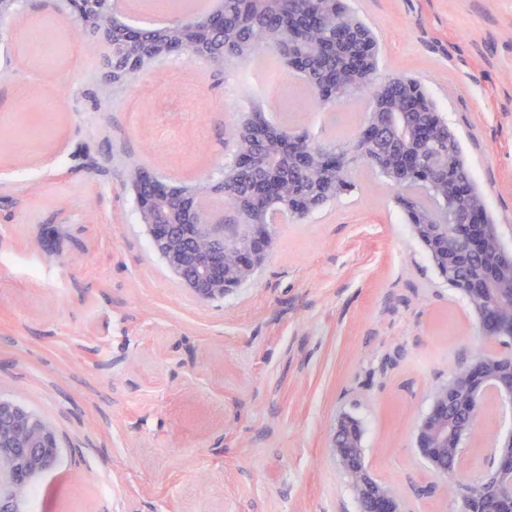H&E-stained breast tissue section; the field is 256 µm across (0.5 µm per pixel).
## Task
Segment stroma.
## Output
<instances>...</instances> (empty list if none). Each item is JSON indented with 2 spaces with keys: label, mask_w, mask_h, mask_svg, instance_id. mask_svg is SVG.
I'll list each match as a JSON object with an SVG mask.
<instances>
[{
  "label": "stroma",
  "mask_w": 512,
  "mask_h": 512,
  "mask_svg": "<svg viewBox=\"0 0 512 512\" xmlns=\"http://www.w3.org/2000/svg\"><path fill=\"white\" fill-rule=\"evenodd\" d=\"M349 4L378 37L382 75L430 91L512 247V0ZM63 7L21 0L0 26V396L57 434V462L34 480L38 512H359L329 448L344 413L404 512H451L412 422L471 360L476 318L395 189L360 169L350 195L277 224L252 282L197 303L154 252L124 179H220L225 97L243 112L262 100L237 84L251 64L219 80L184 55L115 82L69 30L49 65L29 35L59 27ZM58 95L54 126L16 146L39 123L32 102ZM365 108L302 126L329 140Z\"/></svg>",
  "instance_id": "stroma-1"
}]
</instances>
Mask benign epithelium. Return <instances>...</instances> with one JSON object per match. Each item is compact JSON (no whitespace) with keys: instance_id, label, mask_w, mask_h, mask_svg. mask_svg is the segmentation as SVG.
<instances>
[{"instance_id":"1","label":"benign epithelium","mask_w":512,"mask_h":512,"mask_svg":"<svg viewBox=\"0 0 512 512\" xmlns=\"http://www.w3.org/2000/svg\"><path fill=\"white\" fill-rule=\"evenodd\" d=\"M65 4L62 18L66 22L91 11L111 18L108 26L89 33L111 49L113 58L123 62L120 76L136 77L148 70L156 56L177 52L173 46L145 42L141 30L121 20L115 0H65ZM187 20L203 22L214 35L224 31L218 8L204 15L190 14ZM437 168L435 163L424 165L412 159L405 172L426 183ZM128 182L154 251L199 303L222 300L251 280L272 249L273 225L235 223L222 209L200 206L204 196L224 192L222 180L178 187L137 169L128 174ZM413 233L418 237L429 234L447 252L466 256L479 251L485 237L502 236L501 225L482 223L479 212L451 224H417ZM500 290L502 285L492 275L473 286L470 307L477 316L483 344L480 360L461 364L448 381L436 385L429 409L414 419V447L439 480L455 512H466L473 484L465 475L462 448L484 444L473 440V435L484 424L491 397L512 405V371L504 374L496 366L502 355L488 348L490 343L505 348L512 344V336L494 335L493 325L480 313L483 296ZM362 438L358 422L345 414L336 419L329 444L360 512H401L395 486L371 477ZM58 455L54 426L15 401L0 397V512H22L21 488L49 471ZM489 458L488 478L496 483L504 512H512V433L491 445Z\"/></svg>"}]
</instances>
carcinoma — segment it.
<instances>
[{
    "mask_svg": "<svg viewBox=\"0 0 512 512\" xmlns=\"http://www.w3.org/2000/svg\"><path fill=\"white\" fill-rule=\"evenodd\" d=\"M224 39L208 46L210 69L220 75L235 58L255 59L281 55L280 43L271 37L277 27L289 30L300 52V65L313 94L301 107L318 106L315 91L329 86L336 104L342 105L360 96L373 97L370 111L382 115L398 111V95L415 99L408 84L392 89L381 84L378 76V46L369 27L350 11L346 0H223ZM157 32L173 45L192 51L190 27L174 21ZM321 43L324 53L309 55L310 46ZM428 104H418L421 122L439 127L438 136L426 143H397L391 151L361 138L362 124L332 142L323 143L309 133L291 127L299 141L297 150L288 156L286 168L279 174V186H263L261 167L265 160L279 158L277 143L284 127L266 121L256 130H244V119L232 120L225 128V142L231 158L224 171L233 170V181L226 185L224 199L238 205L240 213L269 223L268 217L288 207L298 220L322 209L328 203L356 189L353 171L364 167L379 174L400 167V154L410 152L424 159L431 151L448 159V168H440L432 183L414 186L416 192L396 196L407 223L440 224L453 221L466 210L487 211V201L478 189L468 165L463 143L429 96ZM453 199V210H441L443 202ZM507 265L494 249L486 251L481 271H498ZM448 280L458 290L474 281L473 275L458 265L448 266ZM482 489L470 500L471 512H498L499 501L494 482L480 483Z\"/></svg>",
    "mask_w": 512,
    "mask_h": 512,
    "instance_id": "cac0c4a2",
    "label": "carcinoma"
}]
</instances>
